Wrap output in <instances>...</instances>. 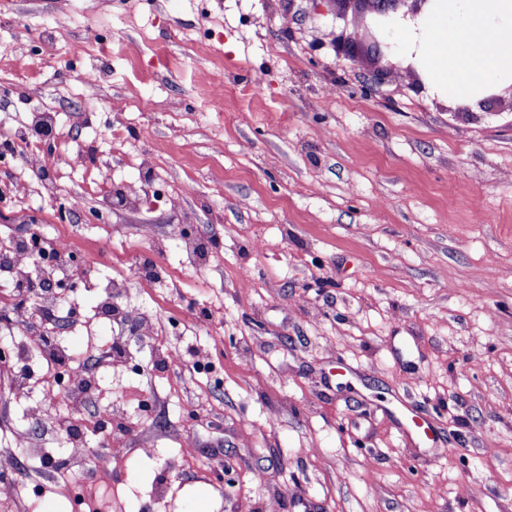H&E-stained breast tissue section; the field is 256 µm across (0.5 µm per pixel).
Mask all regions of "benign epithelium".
Masks as SVG:
<instances>
[{"label": "benign epithelium", "instance_id": "7a95c632", "mask_svg": "<svg viewBox=\"0 0 512 512\" xmlns=\"http://www.w3.org/2000/svg\"><path fill=\"white\" fill-rule=\"evenodd\" d=\"M335 6L336 17L350 20L364 31L363 37L342 29L333 39L337 54L359 62L368 57L376 65L377 80L397 73L401 65L391 62L392 46L386 41V33L400 19L416 20L432 9L437 0H329Z\"/></svg>", "mask_w": 512, "mask_h": 512}]
</instances>
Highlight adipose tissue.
Returning a JSON list of instances; mask_svg holds the SVG:
<instances>
[{
  "label": "adipose tissue",
  "instance_id": "1",
  "mask_svg": "<svg viewBox=\"0 0 512 512\" xmlns=\"http://www.w3.org/2000/svg\"><path fill=\"white\" fill-rule=\"evenodd\" d=\"M462 12L467 21L448 24ZM426 34L423 61L449 94L464 96L477 75L512 71V0H445Z\"/></svg>",
  "mask_w": 512,
  "mask_h": 512
}]
</instances>
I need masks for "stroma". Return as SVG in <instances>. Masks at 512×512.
I'll return each mask as SVG.
<instances>
[{"label": "stroma", "mask_w": 512, "mask_h": 512, "mask_svg": "<svg viewBox=\"0 0 512 512\" xmlns=\"http://www.w3.org/2000/svg\"><path fill=\"white\" fill-rule=\"evenodd\" d=\"M71 14L119 50H83ZM336 30L330 0H0V122L55 113L43 148L80 135L111 188L19 161L0 236L35 224L92 263L58 338L112 408L79 423L106 470L65 476L44 359L24 392L0 376V447L22 430L53 459L17 449L0 512H512L507 84L492 109L421 65L375 85ZM25 53L33 73L7 69Z\"/></svg>", "instance_id": "obj_1"}]
</instances>
